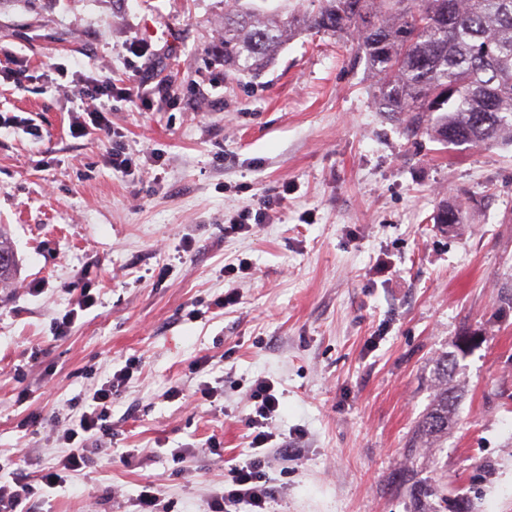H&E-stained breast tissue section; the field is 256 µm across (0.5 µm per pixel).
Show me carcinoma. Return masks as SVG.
<instances>
[{
  "label": "carcinoma",
  "instance_id": "carcinoma-1",
  "mask_svg": "<svg viewBox=\"0 0 512 512\" xmlns=\"http://www.w3.org/2000/svg\"><path fill=\"white\" fill-rule=\"evenodd\" d=\"M453 13H448V2ZM352 37L378 77L380 112H405L412 130L445 145H512V0H320L312 15L283 17L253 0H224V69L260 75L279 47L298 30ZM435 112L431 121L424 113ZM462 204L443 203L434 222L462 223ZM437 357L430 404L418 422L414 448H441L464 398L448 385L470 348L452 343ZM414 512H431L427 499L440 497L445 512H473L465 497L448 500L438 486L407 474Z\"/></svg>",
  "mask_w": 512,
  "mask_h": 512
}]
</instances>
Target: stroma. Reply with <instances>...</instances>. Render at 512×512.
I'll return each mask as SVG.
<instances>
[{
	"label": "stroma",
	"mask_w": 512,
	"mask_h": 512,
	"mask_svg": "<svg viewBox=\"0 0 512 512\" xmlns=\"http://www.w3.org/2000/svg\"><path fill=\"white\" fill-rule=\"evenodd\" d=\"M223 36L224 0H0V225L17 261L0 285V476L22 448L30 475L57 462V418L125 368L112 464L31 512H136L149 484L165 512H204L251 452L259 379L279 400L273 445L295 450L266 470L267 512H412L407 470L512 512V308L497 300L512 145L411 134L377 110L356 41L302 32L253 78L217 61ZM92 79L170 93L100 101L81 91ZM103 105L113 136L72 133ZM283 186L266 223L225 233ZM445 201L464 223L434 222ZM238 261L248 272L225 278ZM85 289L95 305L54 338ZM467 330L481 341L454 378L458 420L444 447L409 452L433 361Z\"/></svg>",
	"instance_id": "35a3bbf8"
}]
</instances>
